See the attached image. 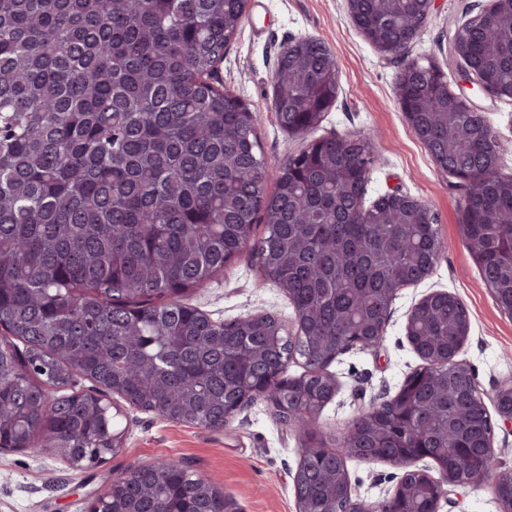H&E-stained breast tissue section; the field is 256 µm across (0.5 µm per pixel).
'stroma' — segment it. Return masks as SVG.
Returning <instances> with one entry per match:
<instances>
[{"mask_svg":"<svg viewBox=\"0 0 512 512\" xmlns=\"http://www.w3.org/2000/svg\"><path fill=\"white\" fill-rule=\"evenodd\" d=\"M487 4L488 0H435L409 47V57L436 64L448 84L456 85L460 66L449 56L450 37ZM300 37L323 40L340 74L338 97L317 135L372 137L378 160L367 181L365 203L396 190L427 204L438 218L443 244L433 272L398 291L382 346L375 351L349 349L329 365L338 391L317 424L324 437L337 441L362 409L392 397L420 366L405 325L422 297L446 291L468 309L470 336L458 358L474 370L487 392L512 382V317L499 309L466 248L464 192L457 178L437 167L400 108L396 86L402 62L383 56L352 25L344 0H248L238 35L224 54L220 79L254 110L270 174H277L288 155L305 145L277 124L272 99L280 53ZM476 102L499 134L502 170L512 172V99L480 96ZM186 302L216 322L259 312L275 314L288 326L295 321L287 294L274 283L259 280L257 263L247 248ZM126 426L124 448L88 471L69 469L46 448L0 454V512H85L89 498L114 479L160 458L182 461L195 475L216 483L230 512H296L293 477L301 460V438L296 425L277 420L264 401L249 402L220 430L170 422L134 408L127 411ZM346 468L353 497L367 502L390 496L402 474L392 464L354 458L347 459ZM439 512H498L493 483L455 488L441 500Z\"/></svg>","mask_w":512,"mask_h":512,"instance_id":"obj_1","label":"stroma"}]
</instances>
